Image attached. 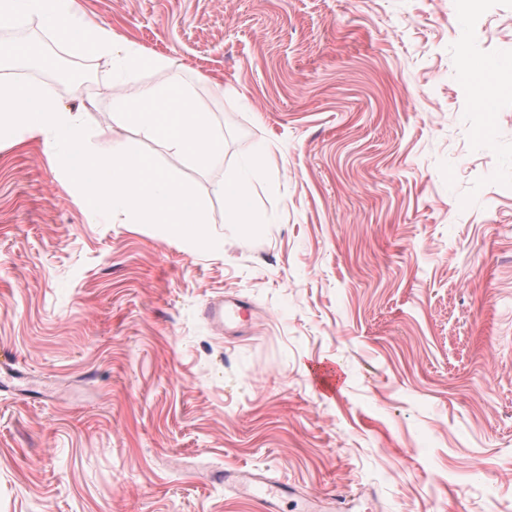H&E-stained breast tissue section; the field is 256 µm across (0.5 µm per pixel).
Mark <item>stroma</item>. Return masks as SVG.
Masks as SVG:
<instances>
[{
	"label": "stroma",
	"instance_id": "stroma-1",
	"mask_svg": "<svg viewBox=\"0 0 512 512\" xmlns=\"http://www.w3.org/2000/svg\"><path fill=\"white\" fill-rule=\"evenodd\" d=\"M77 4L172 67L115 86L40 21L0 26V79L139 140L218 246L89 217L42 143L0 146V512H258L210 479L239 468L343 512H512V483L485 491L512 471V0ZM173 78L224 136L208 169L113 116ZM218 297L249 301L243 327L203 318ZM247 179L248 172L243 170L230 183H225L224 195L229 200L224 209L225 223L238 224L240 226L252 223L253 216L250 208L242 202L245 191L244 185ZM316 386L326 393L336 390L342 381V376L334 363H320L314 368Z\"/></svg>",
	"mask_w": 512,
	"mask_h": 512
}]
</instances>
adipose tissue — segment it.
Listing matches in <instances>:
<instances>
[{"label": "adipose tissue", "instance_id": "obj_1", "mask_svg": "<svg viewBox=\"0 0 512 512\" xmlns=\"http://www.w3.org/2000/svg\"><path fill=\"white\" fill-rule=\"evenodd\" d=\"M34 16L45 19L61 38L73 30H83L79 51L92 57H111L117 81L171 66L168 58L118 44L111 30L78 13L75 0H0L1 23L19 25ZM112 108L119 121L135 126L144 139L161 143L197 168H208L224 150L223 139L208 113L195 106L192 95L179 80L161 86L147 85L134 94L117 96Z\"/></svg>", "mask_w": 512, "mask_h": 512}]
</instances>
